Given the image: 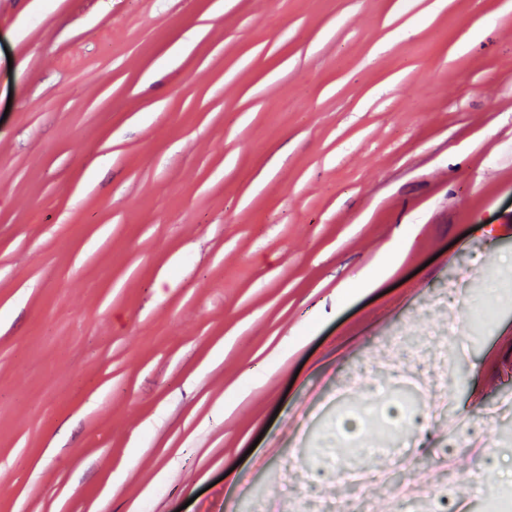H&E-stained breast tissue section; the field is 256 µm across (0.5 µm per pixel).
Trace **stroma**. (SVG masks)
Masks as SVG:
<instances>
[{
	"instance_id": "obj_1",
	"label": "stroma",
	"mask_w": 512,
	"mask_h": 512,
	"mask_svg": "<svg viewBox=\"0 0 512 512\" xmlns=\"http://www.w3.org/2000/svg\"><path fill=\"white\" fill-rule=\"evenodd\" d=\"M387 364L444 411L398 482L486 512L512 0H0V512H315L288 461ZM456 484V474L449 468L444 470L441 479L427 497V511L440 512L447 508L446 495L455 488Z\"/></svg>"
}]
</instances>
